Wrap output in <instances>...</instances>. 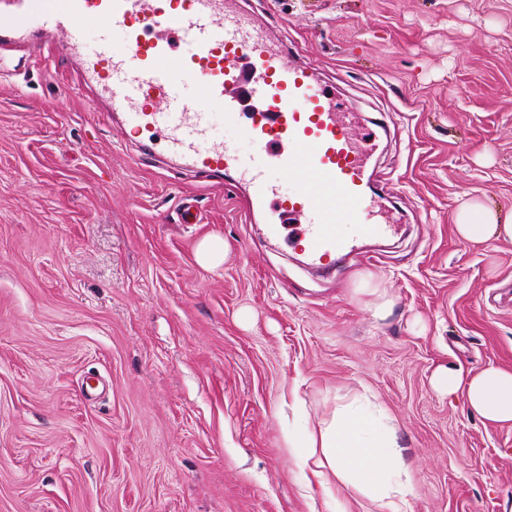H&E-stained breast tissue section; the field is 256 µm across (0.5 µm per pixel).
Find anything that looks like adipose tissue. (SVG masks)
Masks as SVG:
<instances>
[{
	"label": "adipose tissue",
	"mask_w": 512,
	"mask_h": 512,
	"mask_svg": "<svg viewBox=\"0 0 512 512\" xmlns=\"http://www.w3.org/2000/svg\"><path fill=\"white\" fill-rule=\"evenodd\" d=\"M455 228L472 245L492 238L512 241V210L465 200L456 210ZM433 383L448 397L463 398L482 420L512 423L511 369L490 365L468 370L451 364L437 370ZM284 441L297 451L329 498L339 501L359 496L375 512H408L410 469L392 418L373 396L340 400L314 422L296 415Z\"/></svg>",
	"instance_id": "adipose-tissue-1"
}]
</instances>
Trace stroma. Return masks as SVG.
<instances>
[{"mask_svg": "<svg viewBox=\"0 0 512 512\" xmlns=\"http://www.w3.org/2000/svg\"><path fill=\"white\" fill-rule=\"evenodd\" d=\"M375 129L395 234L328 274L246 184L158 164L57 52L0 64V512H370L329 502L283 439L373 394L411 512H512V424L433 373L512 368V241H461L472 197L512 208V0H246ZM194 201L198 224L178 219ZM228 255L208 270L198 245ZM378 254L367 262L365 253ZM372 274L394 299L375 321ZM227 245L220 238H211L202 242L197 249V260L205 267H215L224 262Z\"/></svg>", "mask_w": 512, "mask_h": 512, "instance_id": "35a3bbf8", "label": "stroma"}]
</instances>
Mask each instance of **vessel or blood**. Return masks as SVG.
Wrapping results in <instances>:
<instances>
[{
	"mask_svg": "<svg viewBox=\"0 0 512 512\" xmlns=\"http://www.w3.org/2000/svg\"><path fill=\"white\" fill-rule=\"evenodd\" d=\"M87 27L100 34L93 52L77 37ZM116 27L119 52L112 48ZM13 29L35 30L28 46L34 57L41 36L68 34L60 54L78 57L82 81L100 89L143 156H167L207 177L233 173L257 209L294 217L288 244L310 265L330 267L355 253L356 240L391 233L376 213L349 113L311 67L284 63L283 49L268 45L247 13L227 10L225 0H21ZM188 83L228 121L237 117L239 94L262 102L246 127L255 157L214 141L209 113L184 92ZM273 164L294 176L297 189L278 191L267 175ZM346 224L356 225V238L344 236Z\"/></svg>",
	"mask_w": 512,
	"mask_h": 512,
	"instance_id": "obj_1",
	"label": "vessel or blood"
}]
</instances>
